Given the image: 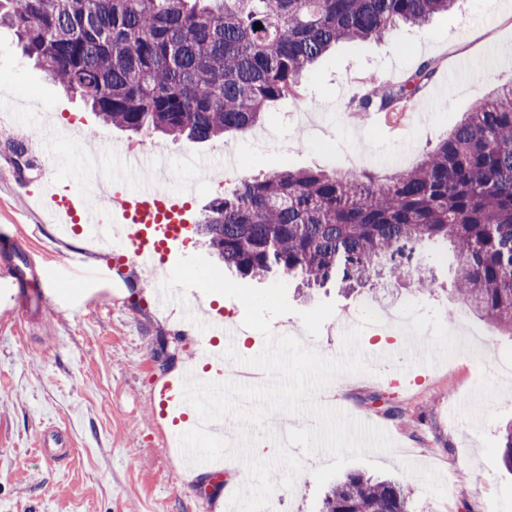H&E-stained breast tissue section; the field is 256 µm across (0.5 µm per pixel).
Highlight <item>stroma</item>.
Segmentation results:
<instances>
[{
	"instance_id": "35a3bbf8",
	"label": "stroma",
	"mask_w": 512,
	"mask_h": 512,
	"mask_svg": "<svg viewBox=\"0 0 512 512\" xmlns=\"http://www.w3.org/2000/svg\"><path fill=\"white\" fill-rule=\"evenodd\" d=\"M432 60L437 73L416 97L400 127L357 120L351 98L369 84L398 82ZM454 82H447V73ZM512 81V0H456L422 27H402L386 41L342 42L305 76L301 95L272 103L252 131L193 143L144 137L104 126L78 97L66 94L22 53L12 30L0 28V103L14 105L16 124L29 141L31 166L17 172L0 136V233L23 244L44 271L45 307L26 308L0 280V512H230L236 487L230 479L244 465L225 460L224 476L206 472L188 479L182 452L174 451V425L153 412L155 394L170 376L202 373L199 351L208 339L204 318L189 321L179 307L152 304L146 267L116 268L110 254L81 235L59 237L41 222L23 193L47 165L72 189L84 188L79 156L62 140L37 133V113L59 115L117 165L123 149L163 151L173 188L192 186L195 214L242 179L284 170L351 168L382 174L416 165L446 137L449 125L473 101ZM420 275L434 291L419 294L406 282H387L349 294L336 283L302 297L287 280L292 313L276 317L277 335L304 333L301 312L322 302L334 305L318 337L308 345L328 357L342 354L344 313L364 302L407 310L414 335L428 356L422 371L401 391L384 381L409 368L410 357L360 374H345L322 393L325 405L384 430L394 452L346 468L373 474L388 467L414 508L432 512H512V473L501 464V428L512 421V335L452 305L453 258L447 243L425 240L416 247ZM187 302L227 313L239 328L237 353L261 352L264 338L243 324L244 306L219 294L186 292ZM480 344L493 338L480 359L448 354L457 337ZM166 346L168 365L156 359ZM398 416H388L389 408ZM65 431L71 457L49 463L38 450L47 425ZM308 468L293 487L278 488L283 512H318L323 489L313 469L330 464L327 453L307 457Z\"/></svg>"
}]
</instances>
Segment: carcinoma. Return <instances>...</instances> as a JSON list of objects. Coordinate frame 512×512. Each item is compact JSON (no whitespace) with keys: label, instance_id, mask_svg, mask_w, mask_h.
I'll list each match as a JSON object with an SVG mask.
<instances>
[{"label":"carcinoma","instance_id":"cac0c4a2","mask_svg":"<svg viewBox=\"0 0 512 512\" xmlns=\"http://www.w3.org/2000/svg\"><path fill=\"white\" fill-rule=\"evenodd\" d=\"M453 2L0 0V25L102 124L208 142L251 130L269 104L299 94L336 43L382 40ZM434 75L424 62L403 81L368 86L351 108L396 115ZM197 234L244 275H288L309 289L334 280L349 292L407 278L415 244L443 239L460 303L512 331V82L476 99L412 168L382 180L318 168L242 180L206 207ZM501 459L512 472V425ZM321 512L414 510L397 481L350 471Z\"/></svg>","mask_w":512,"mask_h":512}]
</instances>
